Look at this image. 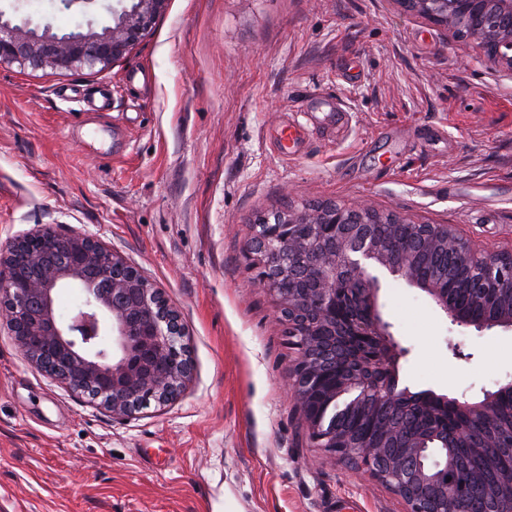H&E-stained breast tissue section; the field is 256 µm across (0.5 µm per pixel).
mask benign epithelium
I'll return each mask as SVG.
<instances>
[{"mask_svg": "<svg viewBox=\"0 0 512 512\" xmlns=\"http://www.w3.org/2000/svg\"><path fill=\"white\" fill-rule=\"evenodd\" d=\"M406 12L467 48H479L512 74V0H394ZM168 0H133L114 24L59 35L20 25L0 12V65L33 70H105L153 28ZM399 224L414 226L408 239ZM442 250L480 302H497L475 322L448 305L436 279L416 275L419 263ZM247 253L259 283L275 298L299 352L291 394L324 452L341 455L401 497L409 512H512V474L494 457L512 454V426L482 433L458 429L453 444L438 431L405 436L388 415L411 392L399 386L398 361L407 354L380 313L383 269L425 292L458 326L512 329V249L486 251L451 224L415 222L368 204L328 201L281 209L252 226ZM78 292L72 313L57 316L59 295ZM18 349L50 378L90 394L112 415L129 416L154 400L173 401L192 377L183 327L160 289L139 269L85 231L37 232L0 249V317ZM506 384L479 401L451 399L458 414L490 416ZM368 413L377 431L351 435L344 421ZM457 448L488 456L482 490L470 494Z\"/></svg>", "mask_w": 512, "mask_h": 512, "instance_id": "1", "label": "benign epithelium"}]
</instances>
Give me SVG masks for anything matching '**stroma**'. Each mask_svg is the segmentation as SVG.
Here are the masks:
<instances>
[{
    "label": "stroma",
    "instance_id": "stroma-1",
    "mask_svg": "<svg viewBox=\"0 0 512 512\" xmlns=\"http://www.w3.org/2000/svg\"><path fill=\"white\" fill-rule=\"evenodd\" d=\"M130 5L0 11L64 34ZM325 200L512 248V75L391 0H169L106 70L0 66V244L96 235L160 288L193 365L176 401L116 418L1 328L0 512H407L315 447L289 391L297 351L245 250L258 217ZM380 282L401 385L478 401L512 382V331Z\"/></svg>",
    "mask_w": 512,
    "mask_h": 512
}]
</instances>
